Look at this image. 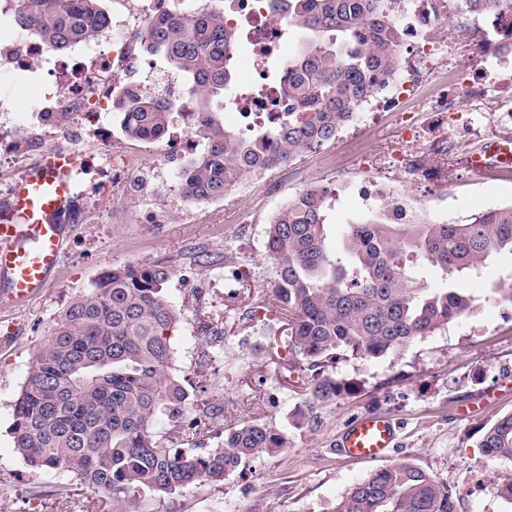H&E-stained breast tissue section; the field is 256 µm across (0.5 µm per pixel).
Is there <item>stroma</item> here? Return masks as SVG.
<instances>
[{
    "mask_svg": "<svg viewBox=\"0 0 512 512\" xmlns=\"http://www.w3.org/2000/svg\"><path fill=\"white\" fill-rule=\"evenodd\" d=\"M45 77L37 63L18 87L0 75V93L18 92L17 126L31 122L29 108L46 92ZM400 131L391 115L360 111L319 152L295 156L294 171L249 176L247 191L232 190L224 200H189L172 215L159 213L185 165L176 159L164 175L132 178L126 192L75 215L46 293L21 306L0 305V512H124L85 487L61 493L54 481L33 476L14 450V404L38 347L76 295L107 270L161 259L177 262L167 292L180 311L172 371L190 395L186 415L205 402L220 424L257 422L287 432L288 447L247 461L217 484L168 497L140 492L137 512H211L225 501L233 512H330L377 468L335 451L344 426L370 413L397 423L390 462L409 459L436 474L454 493L457 512H512V499L502 493L512 480L511 461H494L478 482L469 470L484 457L483 427L512 413V305L501 299L512 290L511 255L494 257L475 279L419 268L430 287L472 293L470 312L386 357L330 364V374L356 379L361 389L329 406L308 401L307 364L289 352L280 320L260 313L273 301L275 272L264 249L273 215L302 191L329 188L331 242L339 244L366 211L356 187H382L379 167ZM391 175L396 188L424 202L433 221L443 204L449 221L464 224L483 209L512 203V169L477 173L452 163L444 186L414 182L399 169ZM199 252L209 255L207 266L194 264ZM213 325L223 329L222 339L213 340Z\"/></svg>",
    "mask_w": 512,
    "mask_h": 512,
    "instance_id": "1",
    "label": "stroma"
}]
</instances>
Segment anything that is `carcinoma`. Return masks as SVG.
I'll return each instance as SVG.
<instances>
[{"mask_svg": "<svg viewBox=\"0 0 512 512\" xmlns=\"http://www.w3.org/2000/svg\"><path fill=\"white\" fill-rule=\"evenodd\" d=\"M404 0H273L298 46L274 72L288 76V112L245 139L224 126V94L235 84L226 47L236 35L224 12H175L155 19L144 47L183 73L204 145L180 173L186 197L216 201L252 173L333 140L357 107L399 68ZM488 14L501 0H461ZM19 30L64 51L105 29L104 0H18ZM129 139L163 138L174 105L145 96L122 103ZM327 196L305 190L268 225L264 248L275 267V308L286 316L289 350L314 371L311 401L329 404L359 390L324 371L337 351L379 359L445 330L470 310L460 288H430L412 274L428 265L445 275L477 270L512 254V204L487 208L466 224L421 219L391 224L380 206L349 225L339 246L327 237ZM166 261L109 270L61 312L14 404V449L40 478L65 475L93 493L131 502L150 491L173 495L217 483L242 462L288 448L285 433L261 423H183L189 393L170 374L169 331L179 311L166 293ZM168 427L160 431L161 418ZM190 447H185V444ZM478 447L512 460V414L486 427ZM332 512H455L448 486L411 460L373 471L337 498Z\"/></svg>", "mask_w": 512, "mask_h": 512, "instance_id": "obj_1", "label": "carcinoma"}]
</instances>
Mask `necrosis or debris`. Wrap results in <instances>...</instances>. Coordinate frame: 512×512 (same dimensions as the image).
Instances as JSON below:
<instances>
[{
	"label": "necrosis or debris",
	"mask_w": 512,
	"mask_h": 512,
	"mask_svg": "<svg viewBox=\"0 0 512 512\" xmlns=\"http://www.w3.org/2000/svg\"><path fill=\"white\" fill-rule=\"evenodd\" d=\"M112 18L106 29L79 44L70 56L61 59L49 51L32 32L0 39V73L27 72L34 61L49 65L52 90L34 110L38 121L27 126L23 135L0 132V164H17L30 149H48L53 129L64 127L75 139H92L98 144V164L89 185L75 192V200L88 205L100 198L119 194L126 175L165 168V155L132 153L113 143L102 114L110 100L123 93H143L154 85L160 97L188 111L191 95L186 87L169 82L154 59L141 49L149 24L161 13L189 11L207 5L208 0H113ZM412 7L402 25V46L442 45L448 41V16L456 12L458 0H410ZM224 22L239 35L228 54L235 61H247L255 79L263 83L260 93H233L224 100L225 111L235 113L246 131L267 126L270 118L283 111L287 83H264L266 64L271 57L287 59L292 53L285 23L271 12V0H223ZM480 54H460L455 58L424 56L406 66L400 79L402 90L410 92L428 81L437 69L449 70L451 91L424 100L427 111L435 114L458 111L468 103L471 111L491 112L498 129L512 130V106L495 101L493 94L503 83L501 69L512 67V8L504 7L486 17L482 27ZM496 60L498 71L488 70L486 58ZM138 70L141 80L121 83L122 74ZM394 165L415 177L447 182L448 165L404 144L391 156Z\"/></svg>",
	"instance_id": "1"
}]
</instances>
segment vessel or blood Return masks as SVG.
Returning a JSON list of instances; mask_svg holds the SVG:
<instances>
[{
    "label": "vessel or blood",
    "instance_id": "b4317fda",
    "mask_svg": "<svg viewBox=\"0 0 512 512\" xmlns=\"http://www.w3.org/2000/svg\"><path fill=\"white\" fill-rule=\"evenodd\" d=\"M79 168L77 153H47L0 200L1 303L25 304L48 287L69 236L65 217ZM395 439L391 418L368 414L344 428L336 447L351 460L377 461L388 457Z\"/></svg>",
    "mask_w": 512,
    "mask_h": 512
}]
</instances>
